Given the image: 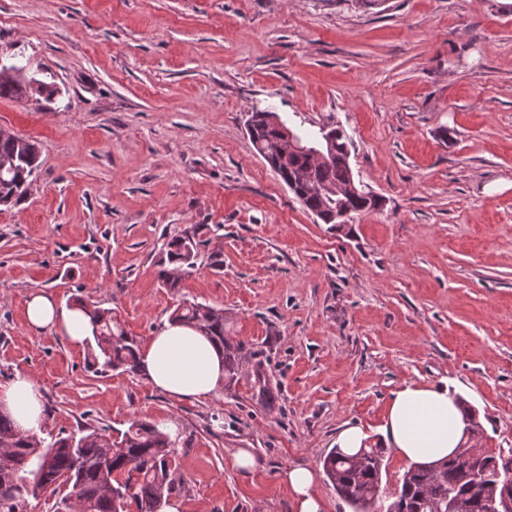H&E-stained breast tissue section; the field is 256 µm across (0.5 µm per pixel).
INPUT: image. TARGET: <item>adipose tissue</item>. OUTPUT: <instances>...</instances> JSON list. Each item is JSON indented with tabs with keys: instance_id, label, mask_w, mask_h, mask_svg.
Here are the masks:
<instances>
[{
	"instance_id": "1",
	"label": "adipose tissue",
	"mask_w": 512,
	"mask_h": 512,
	"mask_svg": "<svg viewBox=\"0 0 512 512\" xmlns=\"http://www.w3.org/2000/svg\"><path fill=\"white\" fill-rule=\"evenodd\" d=\"M30 327L60 334L81 345L91 334L88 316L79 307L60 308L46 291L31 295L26 305ZM139 370L157 389L178 400L201 401L224 386V355L191 326L166 321L139 350ZM43 394L27 373L17 374L0 386V411L28 435H41L44 428ZM468 418L461 400L447 385L408 383L394 391L385 423L384 442L407 465H432L450 456L461 445ZM318 474L301 465L284 467L277 487L286 489L292 512H324L315 491Z\"/></svg>"
}]
</instances>
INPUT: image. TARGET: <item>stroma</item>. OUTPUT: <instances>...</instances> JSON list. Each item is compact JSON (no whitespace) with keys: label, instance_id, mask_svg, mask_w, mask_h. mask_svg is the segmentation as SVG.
Wrapping results in <instances>:
<instances>
[{"label":"stroma","instance_id":"1","mask_svg":"<svg viewBox=\"0 0 512 512\" xmlns=\"http://www.w3.org/2000/svg\"><path fill=\"white\" fill-rule=\"evenodd\" d=\"M0 53L57 90L0 98V129L40 150L0 209V385L31 374L46 431L172 419L182 512H290L279 470L320 471L348 425L381 440L410 382L447 380L472 444L512 453V0H0ZM267 105L340 125L383 207L338 230L308 212L247 134ZM199 224L195 269L164 288L167 241ZM43 289L141 343L180 301L223 309L249 358L196 402L95 374L26 323Z\"/></svg>","mask_w":512,"mask_h":512}]
</instances>
